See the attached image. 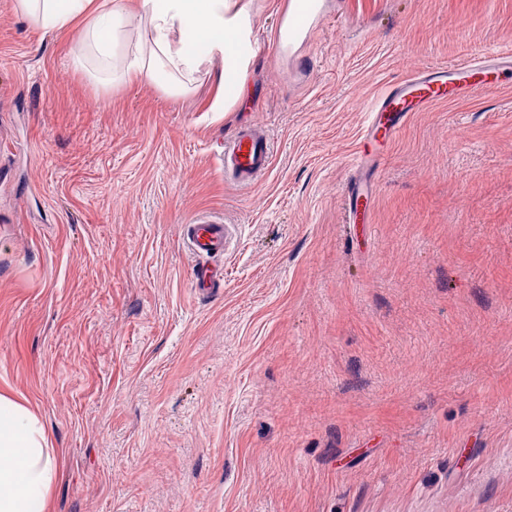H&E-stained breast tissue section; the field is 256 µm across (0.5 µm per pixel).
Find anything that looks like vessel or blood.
Instances as JSON below:
<instances>
[{"label": "vessel or blood", "mask_w": 512, "mask_h": 512, "mask_svg": "<svg viewBox=\"0 0 512 512\" xmlns=\"http://www.w3.org/2000/svg\"><path fill=\"white\" fill-rule=\"evenodd\" d=\"M323 14L320 0H285L271 39L258 42L256 51L278 55L293 52L297 43L308 39ZM510 69L512 55H493L478 64H466L451 72L444 69L425 71L396 83L370 108L361 140L374 146L389 142L410 113L446 100L462 89L472 94L496 89L500 74ZM273 150L274 142L269 131L246 126L225 140L224 162L230 166L235 183L249 187L269 170ZM183 232L199 259L193 270V288L206 294L220 292L224 286V270L213 264L212 259L227 250L233 236L232 225L216 219H199L185 225Z\"/></svg>", "instance_id": "vessel-or-blood-1"}]
</instances>
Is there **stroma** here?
I'll return each instance as SVG.
<instances>
[{
    "label": "stroma",
    "instance_id": "stroma-1",
    "mask_svg": "<svg viewBox=\"0 0 512 512\" xmlns=\"http://www.w3.org/2000/svg\"><path fill=\"white\" fill-rule=\"evenodd\" d=\"M325 2L316 67L253 55L221 113L218 63L105 87L0 0V392L59 452L49 512H512V83L353 166L391 84L512 52V0ZM243 124L275 138L248 188ZM274 142L269 131L245 125L224 141V164L230 166L234 181L250 187L263 177L272 163ZM184 238L200 262L193 269L192 288L206 294L224 288V269L208 260L223 255L233 236V225L223 220L199 219L183 228Z\"/></svg>",
    "mask_w": 512,
    "mask_h": 512
}]
</instances>
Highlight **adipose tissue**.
<instances>
[{"label": "adipose tissue", "mask_w": 512, "mask_h": 512, "mask_svg": "<svg viewBox=\"0 0 512 512\" xmlns=\"http://www.w3.org/2000/svg\"><path fill=\"white\" fill-rule=\"evenodd\" d=\"M18 11L50 32L73 27L84 13H95L82 28V40L104 60L121 58L109 82L144 79L172 94L185 89L167 69L188 74L213 59L222 69L213 105L220 112L237 105L251 56L250 0H140L139 18L150 48L126 55L117 49L129 38L128 22L114 0H16ZM59 474V457L41 418L28 406L0 395V512H46Z\"/></svg>", "instance_id": "obj_1"}]
</instances>
